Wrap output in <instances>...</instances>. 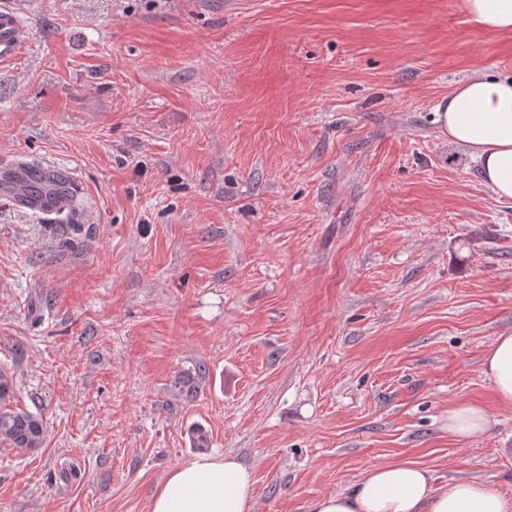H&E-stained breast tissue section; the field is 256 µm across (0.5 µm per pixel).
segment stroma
Masks as SVG:
<instances>
[{
  "label": "stroma",
  "mask_w": 512,
  "mask_h": 512,
  "mask_svg": "<svg viewBox=\"0 0 512 512\" xmlns=\"http://www.w3.org/2000/svg\"><path fill=\"white\" fill-rule=\"evenodd\" d=\"M14 2L0 166L72 168L84 219L0 197V365L46 429L0 444V512H148L194 423L253 512L395 462L512 495V200L433 121L512 36L463 0ZM473 401L494 428L449 436ZM482 372L498 400L512 404V333L497 336L484 353Z\"/></svg>",
  "instance_id": "stroma-1"
}]
</instances>
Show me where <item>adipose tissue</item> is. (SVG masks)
<instances>
[{"instance_id":"adipose-tissue-1","label":"adipose tissue","mask_w":512,"mask_h":512,"mask_svg":"<svg viewBox=\"0 0 512 512\" xmlns=\"http://www.w3.org/2000/svg\"><path fill=\"white\" fill-rule=\"evenodd\" d=\"M470 22L493 34H512V0H464ZM439 135L478 163L483 184L512 200V77L475 74L455 85L435 108ZM482 372L498 400L512 404V333L497 336ZM473 402L452 405L448 432L476 440L494 425ZM252 471L231 457L202 455L171 472L149 512H252ZM310 512H512V495L472 477L434 486L430 471L412 462L371 468L351 487L316 498Z\"/></svg>"}]
</instances>
